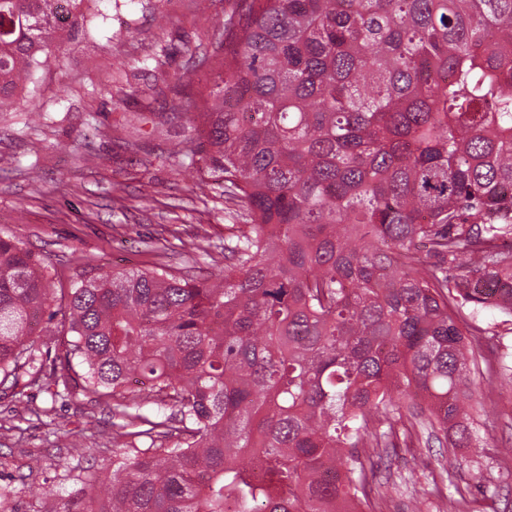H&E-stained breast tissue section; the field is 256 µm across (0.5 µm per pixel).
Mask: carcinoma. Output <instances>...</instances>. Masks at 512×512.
<instances>
[{
  "instance_id": "1",
  "label": "carcinoma",
  "mask_w": 512,
  "mask_h": 512,
  "mask_svg": "<svg viewBox=\"0 0 512 512\" xmlns=\"http://www.w3.org/2000/svg\"><path fill=\"white\" fill-rule=\"evenodd\" d=\"M87 2L63 35L0 0V110ZM187 106L206 148L169 163L241 219L220 277L101 269L57 307L0 237V385L112 405L88 512H353L398 425L472 447L467 337L512 318V0H236Z\"/></svg>"
}]
</instances>
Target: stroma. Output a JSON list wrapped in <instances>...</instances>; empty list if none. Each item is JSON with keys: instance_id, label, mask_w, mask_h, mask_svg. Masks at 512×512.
<instances>
[{"instance_id": "obj_1", "label": "stroma", "mask_w": 512, "mask_h": 512, "mask_svg": "<svg viewBox=\"0 0 512 512\" xmlns=\"http://www.w3.org/2000/svg\"><path fill=\"white\" fill-rule=\"evenodd\" d=\"M230 0H97L89 33L52 60L39 91L19 93L0 112V236L31 249L56 285L71 288L98 269L164 266L177 274L217 276L224 269V236L237 223L224 190L206 182L204 170L175 171L170 146L194 137L184 111L198 95L202 72L192 59L214 53ZM164 57L162 69L151 61ZM485 330L472 342L480 370L470 386L480 390L490 368L512 366V322L497 312L480 316ZM43 410L22 423L0 413V488L10 487L13 512H79L74 477L56 469L65 455L53 429L82 440L80 466H110L108 409L76 398L53 402L26 390L18 410ZM477 445L457 449L452 476L441 473L436 449L417 441L397 448L398 491L379 498L377 512H512V386H496L474 416ZM42 469L29 473L32 457ZM509 472L497 492L484 491L488 468Z\"/></svg>"}]
</instances>
